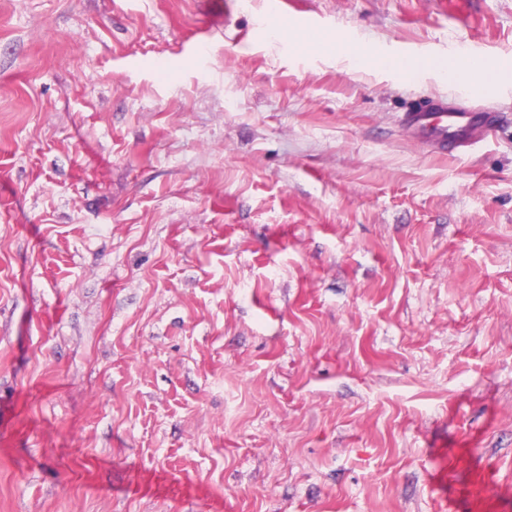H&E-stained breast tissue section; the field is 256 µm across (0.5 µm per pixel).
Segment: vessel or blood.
Returning a JSON list of instances; mask_svg holds the SVG:
<instances>
[{
  "label": "vessel or blood",
  "instance_id": "1",
  "mask_svg": "<svg viewBox=\"0 0 512 512\" xmlns=\"http://www.w3.org/2000/svg\"><path fill=\"white\" fill-rule=\"evenodd\" d=\"M498 120V112L487 104L462 98L453 103L441 99L406 112L401 124L412 139L444 153L461 152L484 141Z\"/></svg>",
  "mask_w": 512,
  "mask_h": 512
}]
</instances>
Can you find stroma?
Masks as SVG:
<instances>
[{
  "mask_svg": "<svg viewBox=\"0 0 512 512\" xmlns=\"http://www.w3.org/2000/svg\"><path fill=\"white\" fill-rule=\"evenodd\" d=\"M512 0H0V512H512ZM330 49L338 55H349L357 61L368 63L366 50L359 41L340 36L333 39ZM511 61L505 60H483L471 61L464 69H456L453 64L437 69L439 76L455 83L462 76H465L467 82L471 85L489 84L498 81L504 74L511 71ZM500 116L488 104L471 98L435 102L406 112L401 124L414 140L429 144L442 153L464 151L484 141Z\"/></svg>",
  "mask_w": 512,
  "mask_h": 512,
  "instance_id": "1",
  "label": "stroma"
}]
</instances>
